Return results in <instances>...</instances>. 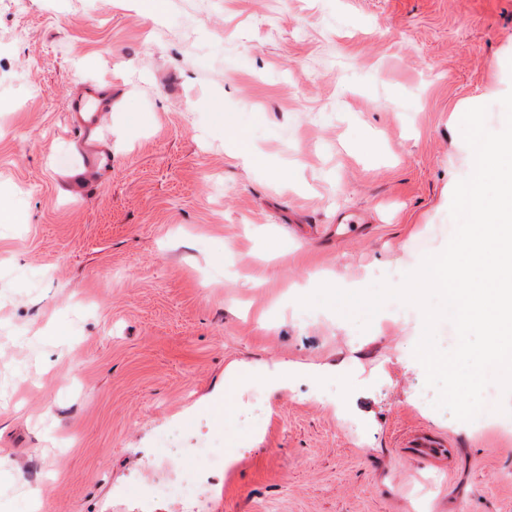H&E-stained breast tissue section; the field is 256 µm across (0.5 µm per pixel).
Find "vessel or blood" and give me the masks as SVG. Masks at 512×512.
Segmentation results:
<instances>
[{
  "label": "vessel or blood",
  "mask_w": 512,
  "mask_h": 512,
  "mask_svg": "<svg viewBox=\"0 0 512 512\" xmlns=\"http://www.w3.org/2000/svg\"><path fill=\"white\" fill-rule=\"evenodd\" d=\"M111 110V90L91 84L85 85L68 103L69 125L85 135L78 146V159L65 179L70 194L84 195L112 165L111 152L96 140ZM409 446L416 454L428 458H442L448 453L446 441L429 433L411 439Z\"/></svg>",
  "instance_id": "obj_1"
}]
</instances>
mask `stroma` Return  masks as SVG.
<instances>
[{
  "instance_id": "obj_1",
  "label": "stroma",
  "mask_w": 512,
  "mask_h": 512,
  "mask_svg": "<svg viewBox=\"0 0 512 512\" xmlns=\"http://www.w3.org/2000/svg\"><path fill=\"white\" fill-rule=\"evenodd\" d=\"M0 0V505L137 512L170 445L222 469L152 512H512V425L419 401L418 308L368 329L299 297L398 283L454 231L463 114L503 128L512 0ZM112 87L86 196L73 93ZM222 111H213V103ZM377 139V151L365 142ZM256 149L244 167L227 143ZM304 368L290 387L236 369ZM341 367L346 386L309 380ZM447 438L441 465L403 448Z\"/></svg>"
}]
</instances>
